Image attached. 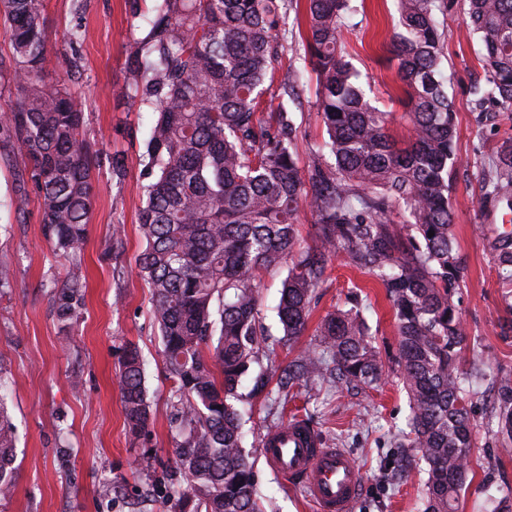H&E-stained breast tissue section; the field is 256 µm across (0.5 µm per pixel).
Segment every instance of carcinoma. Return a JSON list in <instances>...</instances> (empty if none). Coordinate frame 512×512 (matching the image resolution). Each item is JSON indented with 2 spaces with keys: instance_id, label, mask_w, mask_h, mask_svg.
I'll return each instance as SVG.
<instances>
[{
  "instance_id": "1",
  "label": "carcinoma",
  "mask_w": 512,
  "mask_h": 512,
  "mask_svg": "<svg viewBox=\"0 0 512 512\" xmlns=\"http://www.w3.org/2000/svg\"><path fill=\"white\" fill-rule=\"evenodd\" d=\"M145 37L131 47L129 90L155 121L139 155L147 182L136 262L152 295L174 421L187 431L175 468L186 482L176 512H265L255 460L243 447L242 378L273 362L306 329L328 262L347 264L385 288L397 323V366L411 399L408 446L427 463L423 512H458L472 469L474 426L458 364L467 333L453 297L463 279L449 203L456 163L454 112L440 76V0H398L392 54L405 87L411 138L399 146L390 113L377 109L341 50L348 0H306L304 50L317 74L316 109L326 138L299 166L296 127L271 92L285 0H154ZM43 0H0L10 57L0 58L15 95L0 141L17 146L26 186L36 189L56 249L77 257L87 240L98 151L83 135L86 98L73 74L50 77ZM468 32L483 45L485 83L476 102L512 112V0H468ZM334 163H323L324 156ZM495 181L512 182V142L496 155ZM315 216L304 247L300 209ZM400 219V229L392 224ZM434 235H428V232ZM512 288V242L494 255ZM284 267L282 337L263 325L262 275ZM62 328L77 321L84 285L53 289ZM321 344L282 369L280 389L327 376L373 387L385 365L358 312L338 310L318 326ZM0 378V498L15 488V432ZM125 421L150 434L145 364L129 345L119 360ZM490 427L512 442V377Z\"/></svg>"
}]
</instances>
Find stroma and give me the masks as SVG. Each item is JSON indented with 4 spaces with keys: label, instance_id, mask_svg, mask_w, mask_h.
<instances>
[{
    "label": "stroma",
    "instance_id": "35a3bbf8",
    "mask_svg": "<svg viewBox=\"0 0 512 512\" xmlns=\"http://www.w3.org/2000/svg\"><path fill=\"white\" fill-rule=\"evenodd\" d=\"M353 31L346 33L347 59L363 88L381 111L392 113L389 126L398 138L409 126L398 102L401 81L391 59L390 39L398 21L395 0H351ZM153 0H44L48 37L47 68L64 74L74 59L87 92L84 134L101 159L94 171V203L82 262L73 265L57 254L41 222L36 194L17 212L15 192L21 157L16 146L0 143V264L13 270L10 288L0 291V367L9 373L7 406L15 426L16 487L0 500V512H170V496L182 482L174 473L178 435L172 422L170 385L159 353L151 295L135 266L143 247L138 232L142 205L139 156L153 116L138 102L121 96L130 46L142 38ZM466 0H446L438 21L443 38L441 70L455 112L457 162L450 206L453 234L464 264V283L455 302L471 345L460 371L481 367L473 386L472 415L477 446L474 475L460 512H480L489 499L512 491V445H502L487 426L497 404L500 373H512V329L506 317L490 241L493 225L512 229V186L486 195L488 171L506 140H512V112L477 106L474 84L483 81L482 46L467 35ZM79 31L77 44L67 42ZM303 0H289L278 32L292 46L289 58L302 70L300 103L291 116L297 130L301 165L325 133L314 107L316 77L305 58ZM125 160L117 177L109 161ZM121 234L122 251L110 250ZM85 278V305L69 335H62L52 309V290L69 274ZM359 297L386 372L374 388H346L314 382L296 391V416L314 426L327 443L346 449L363 475L353 512H421L424 463L404 445L409 398L396 373L397 327L382 285L333 258L316 290L312 312L292 350L275 360L284 367L298 351L317 346L316 328L329 313ZM140 348L146 363L151 438L132 437L125 425L118 385L120 355L127 345ZM253 376L241 391L248 406L245 448L257 452L269 430L287 423L290 413H268L265 395L251 396ZM258 492L266 512H317L299 487L286 485L265 461L256 459ZM118 482L105 494L103 485Z\"/></svg>",
    "mask_w": 512,
    "mask_h": 512
}]
</instances>
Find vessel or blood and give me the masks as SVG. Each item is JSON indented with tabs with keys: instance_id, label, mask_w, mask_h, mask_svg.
<instances>
[{
	"instance_id": "obj_1",
	"label": "vessel or blood",
	"mask_w": 512,
	"mask_h": 512,
	"mask_svg": "<svg viewBox=\"0 0 512 512\" xmlns=\"http://www.w3.org/2000/svg\"><path fill=\"white\" fill-rule=\"evenodd\" d=\"M261 453L287 483L301 486L317 512H351L363 487V474L345 449L328 447L300 420L267 431Z\"/></svg>"
}]
</instances>
